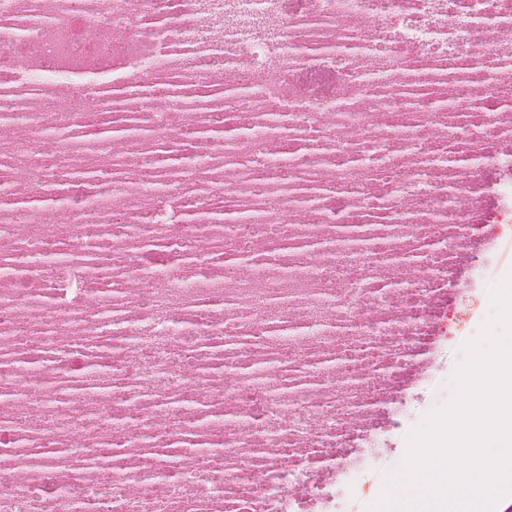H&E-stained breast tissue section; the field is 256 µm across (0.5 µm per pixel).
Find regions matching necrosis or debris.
Masks as SVG:
<instances>
[{
	"instance_id": "1",
	"label": "necrosis or debris",
	"mask_w": 512,
	"mask_h": 512,
	"mask_svg": "<svg viewBox=\"0 0 512 512\" xmlns=\"http://www.w3.org/2000/svg\"><path fill=\"white\" fill-rule=\"evenodd\" d=\"M0 0V74L58 54L71 19L142 46L112 59L132 88L186 70L249 87L214 119L245 163L225 179L209 145L179 180L71 183L74 243L101 240L145 291L111 300L81 264L52 261L0 289V335L48 374H74L89 309L119 323L97 361L102 399L32 410L0 400V512H328L375 445L385 378L416 370L474 210L512 197L485 176L512 143V0ZM224 29L223 47L210 27ZM199 54L169 57L175 34ZM46 121L8 146L32 157L21 182L62 165L98 169L78 142L49 153ZM223 198L224 224L190 218ZM224 246L199 254V239Z\"/></svg>"
}]
</instances>
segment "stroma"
Returning <instances> with one entry per match:
<instances>
[{
	"mask_svg": "<svg viewBox=\"0 0 512 512\" xmlns=\"http://www.w3.org/2000/svg\"><path fill=\"white\" fill-rule=\"evenodd\" d=\"M509 267L512 223L489 225L468 248L456 272L457 288L438 304L440 323L427 343V366L414 377L401 410L383 415L381 443L354 476L347 494L337 499L336 512H370L378 492L399 475L410 433L433 408L454 396L452 375L461 359V347L490 314V290L500 271Z\"/></svg>",
	"mask_w": 512,
	"mask_h": 512,
	"instance_id": "obj_1",
	"label": "stroma"
}]
</instances>
